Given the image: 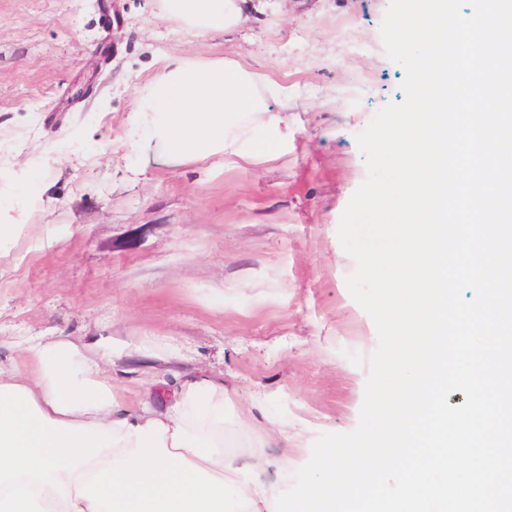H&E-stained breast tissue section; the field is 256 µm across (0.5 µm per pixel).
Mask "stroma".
<instances>
[{
	"mask_svg": "<svg viewBox=\"0 0 512 512\" xmlns=\"http://www.w3.org/2000/svg\"><path fill=\"white\" fill-rule=\"evenodd\" d=\"M389 2L252 0L233 31L193 36L158 0H0V185L39 156L45 187L0 259V363H24L31 338L109 336L134 406L168 408L190 376L223 382L246 475L281 492L320 434L353 431L369 367L348 355L378 337L337 229L367 177L357 134L405 99ZM173 54L294 87L267 99L290 127L276 158L144 167L123 131Z\"/></svg>",
	"mask_w": 512,
	"mask_h": 512,
	"instance_id": "1",
	"label": "stroma"
}]
</instances>
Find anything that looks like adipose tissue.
Masks as SVG:
<instances>
[{
	"label": "adipose tissue",
	"mask_w": 512,
	"mask_h": 512,
	"mask_svg": "<svg viewBox=\"0 0 512 512\" xmlns=\"http://www.w3.org/2000/svg\"><path fill=\"white\" fill-rule=\"evenodd\" d=\"M192 35L239 25L248 0H159ZM267 75L221 57L168 56L132 102L124 136L143 162L204 163L227 155L271 159L287 137L271 114ZM40 161L0 192V258L17 220L42 194ZM29 368L0 365V512H288L224 452L223 384L187 379L163 410L131 409L104 365L110 338L29 341Z\"/></svg>",
	"instance_id": "obj_1"
}]
</instances>
